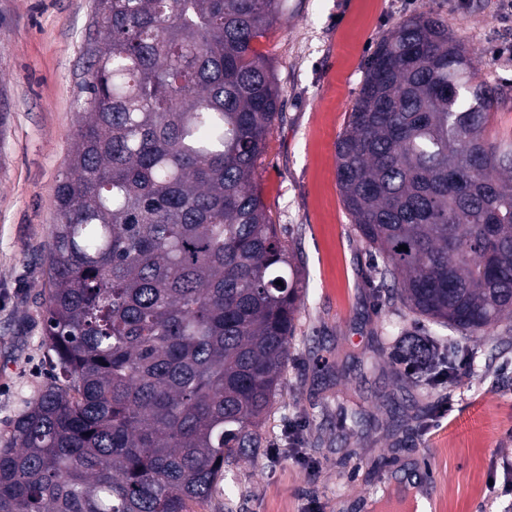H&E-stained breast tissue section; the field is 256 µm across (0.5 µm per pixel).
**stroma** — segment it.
I'll return each mask as SVG.
<instances>
[{"mask_svg":"<svg viewBox=\"0 0 512 512\" xmlns=\"http://www.w3.org/2000/svg\"><path fill=\"white\" fill-rule=\"evenodd\" d=\"M94 0H0V448L52 381L45 345V257L56 188L68 170ZM498 0H285L262 41L282 111L258 161L265 209L294 253L306 294L287 378L258 454L224 469L197 512H364L367 500L428 482L430 512H512L501 495L512 461V331L459 342L457 370L432 386L398 381L390 355L414 330L384 302L368 248L345 209L336 142L368 59L396 25L423 11L476 51L482 75L508 87L488 133L512 135V45ZM408 425L396 427L389 401ZM357 407L356 425L344 417Z\"/></svg>","mask_w":512,"mask_h":512,"instance_id":"stroma-1","label":"stroma"}]
</instances>
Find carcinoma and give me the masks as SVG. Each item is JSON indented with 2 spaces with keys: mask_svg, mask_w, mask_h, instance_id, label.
I'll list each match as a JSON object with an SVG mask.
<instances>
[{
  "mask_svg": "<svg viewBox=\"0 0 512 512\" xmlns=\"http://www.w3.org/2000/svg\"><path fill=\"white\" fill-rule=\"evenodd\" d=\"M282 0H95L44 300L51 383L0 448V512H192L262 446L303 286L256 182L280 94ZM430 12L377 44L337 182L387 301L417 317L403 379L456 355L424 322L512 324V137ZM405 245L408 250H401ZM281 284H276V281Z\"/></svg>",
  "mask_w": 512,
  "mask_h": 512,
  "instance_id": "obj_1",
  "label": "carcinoma"
}]
</instances>
